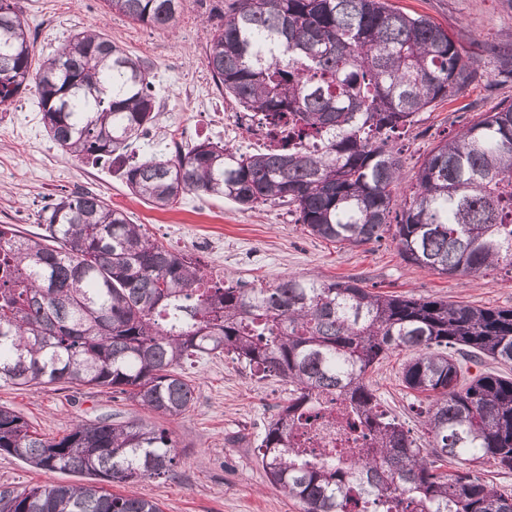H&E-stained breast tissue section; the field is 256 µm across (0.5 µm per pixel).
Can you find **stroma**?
I'll return each mask as SVG.
<instances>
[{
    "label": "stroma",
    "mask_w": 512,
    "mask_h": 512,
    "mask_svg": "<svg viewBox=\"0 0 512 512\" xmlns=\"http://www.w3.org/2000/svg\"><path fill=\"white\" fill-rule=\"evenodd\" d=\"M28 21L36 59L53 54L73 33L98 28L128 53L147 61L154 76L157 117L134 153L202 140L252 150L247 121L216 87L206 67L207 36L202 26L212 0H185L174 30L132 22L108 13L103 0H12ZM391 5L431 18L447 28L467 51L479 43L512 44V0H390ZM482 73L453 101L421 113L400 144L402 191H409L424 157L479 113L512 102V83L493 85L494 63L483 56ZM225 116L226 129L211 123ZM34 92L19 94L0 112V224L24 235L39 232L44 208L79 188L101 194L164 246L193 253L212 273H230L251 286L289 276L321 280L356 278L371 291L440 298L486 308H512V273L446 276L404 262L392 237L343 248L308 234L284 206L244 211L219 196L183 195L171 209L133 195L118 172L64 157L40 120ZM405 354L394 353L366 373L383 410L422 438L418 415L423 396L405 389ZM195 400L180 418L145 412L129 396L85 386L17 388L0 385V406L19 413L38 433L59 437L76 424L100 418L142 420L167 429L176 443L171 475L123 486L128 495L156 501L163 512H299L272 487L257 450L267 424L287 405L291 387L261 376L230 356L206 357L184 366ZM71 477L46 473L0 452V490H20Z\"/></svg>",
    "instance_id": "35a3bbf8"
}]
</instances>
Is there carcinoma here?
I'll list each match as a JSON object with an SVG mask.
<instances>
[{"label":"carcinoma","mask_w":512,"mask_h":512,"mask_svg":"<svg viewBox=\"0 0 512 512\" xmlns=\"http://www.w3.org/2000/svg\"><path fill=\"white\" fill-rule=\"evenodd\" d=\"M134 22L173 27L184 0H104ZM207 67L269 145L242 153L210 140L127 154L156 117L149 66L97 31H80L32 67L27 23L0 0V111L33 85L63 154L118 166L153 205L185 194L241 207L281 205L315 237L359 247L392 233L404 262L441 275L512 268V102H500L430 151L400 191L396 140L417 116L477 78L476 57L448 30L387 0H214ZM497 81L512 48L492 47ZM24 237L0 224V383L76 384L127 394L176 418L195 387L179 369L232 354L293 386L260 443L269 483L300 512H512V492L465 467L512 470V377L459 383L460 358L512 363V308L373 292L356 279L290 277L245 288L209 277L188 252L154 240L91 190L73 192ZM411 354L405 388L426 396L419 444L365 382L389 353ZM349 404V427L373 440L355 464L323 462L296 440L322 418L315 396ZM0 452L85 483L0 491V512H162L112 485L168 473L176 445L143 421L98 420L46 437L0 406ZM461 468L444 474L443 463Z\"/></svg>","instance_id":"cac0c4a2"}]
</instances>
